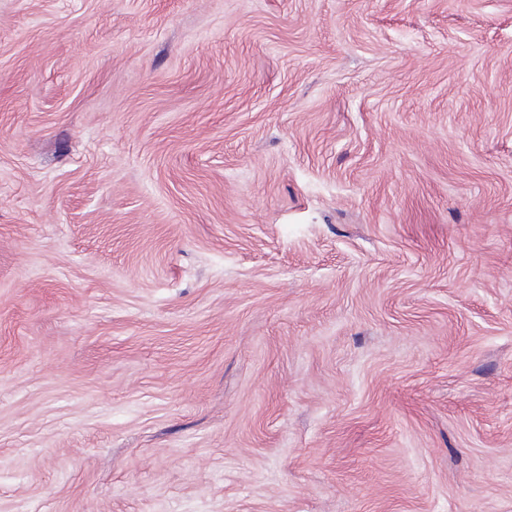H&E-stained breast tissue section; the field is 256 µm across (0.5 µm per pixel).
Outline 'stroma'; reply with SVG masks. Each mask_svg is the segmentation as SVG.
<instances>
[{"label":"stroma","mask_w":512,"mask_h":512,"mask_svg":"<svg viewBox=\"0 0 512 512\" xmlns=\"http://www.w3.org/2000/svg\"><path fill=\"white\" fill-rule=\"evenodd\" d=\"M0 512H512V0H0Z\"/></svg>","instance_id":"35a3bbf8"}]
</instances>
